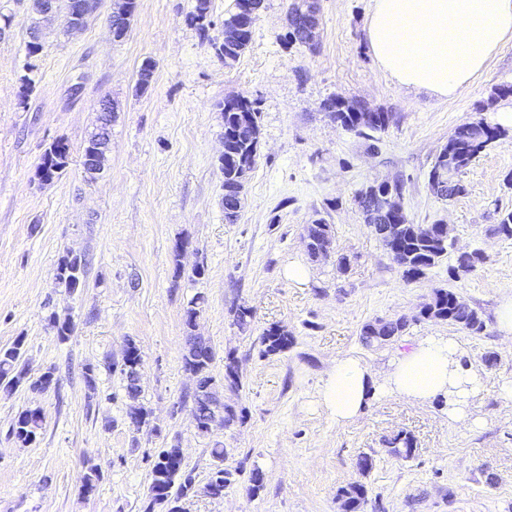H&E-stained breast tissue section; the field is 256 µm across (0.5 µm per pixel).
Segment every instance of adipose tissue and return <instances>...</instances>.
<instances>
[{
  "mask_svg": "<svg viewBox=\"0 0 512 512\" xmlns=\"http://www.w3.org/2000/svg\"><path fill=\"white\" fill-rule=\"evenodd\" d=\"M512 37V0H373L366 40L378 67L397 84L454 96ZM459 344L429 336L373 373L358 359H338L319 401L337 423L357 417L371 399L398 395L422 404L444 399L448 417L463 421L483 377L462 367Z\"/></svg>",
  "mask_w": 512,
  "mask_h": 512,
  "instance_id": "adipose-tissue-1",
  "label": "adipose tissue"
}]
</instances>
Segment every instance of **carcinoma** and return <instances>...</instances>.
Instances as JSON below:
<instances>
[{
  "instance_id": "carcinoma-1",
  "label": "carcinoma",
  "mask_w": 512,
  "mask_h": 512,
  "mask_svg": "<svg viewBox=\"0 0 512 512\" xmlns=\"http://www.w3.org/2000/svg\"><path fill=\"white\" fill-rule=\"evenodd\" d=\"M52 2L58 13L68 10L70 0H33L34 14L31 28L36 30V40H27L26 52L30 57L38 55L43 49V16L47 2ZM264 0H236L237 11L224 20L231 25L238 18L246 19L248 27L223 44H211L217 56L224 59V67L231 69L237 65L248 48L253 36L251 14L261 10ZM209 0H197L191 20L199 21L197 28L202 39L208 41L210 20ZM289 25L284 40L289 45H305V29L310 14L304 9L303 0H293L288 11ZM324 109L330 119L341 124L346 130L366 139L373 134L387 129L390 118L384 112H378L358 100L335 97L324 103ZM224 160L220 161V170L224 177V221L235 223L242 210L237 198L238 180L242 175L253 171L258 157V147L252 142L240 141L236 130L240 123L249 120L255 129H260V112L248 98L227 100L224 102ZM507 135V131L480 120L457 127L448 143L436 155L429 176L441 174L445 181L442 189L435 195L443 199H452L465 192V186L456 180V176L466 169L479 154L491 143ZM69 147L58 141L44 153L39 165L40 179L49 182L60 176L67 168ZM404 226L402 235L391 245L385 246L394 264L402 271L408 281L418 279L430 269L436 267L448 255V228L437 224L422 225L410 222L404 210L400 209L385 218ZM495 231L507 239L512 238V209L498 211ZM309 238L308 255L317 259V249L321 243L332 239L331 225L320 219L306 228ZM482 262V254L475 251L468 257L455 259L448 266V273L453 277L469 273ZM85 259L72 252L62 256L57 267V279L70 291L85 285ZM204 303L201 296L190 301L185 312V325L190 333L183 352V363L187 371L196 379L192 395L193 406L203 412L206 402H218L224 410V426H229L238 419L235 404L224 400V393L237 396L242 389L239 367L236 357L229 353L224 358V381L218 383L211 374L215 351L211 343L194 333L200 305ZM420 319L444 322L454 328L463 330L471 336H479L485 330V321L478 310L464 301L458 300V294L449 288H435L422 303ZM410 322L403 316L376 318L365 322L359 333V341L366 348L385 347L398 342L408 333ZM266 345L265 353H276L287 349L293 338L287 332L276 327L269 328L263 335ZM24 341L19 338L12 346L0 348V390L11 393L22 384L29 390L42 393L57 383L54 371L49 369L37 378L28 376L26 364L22 360ZM141 364L139 349L132 342L127 344L121 373L125 376L127 397L134 402L130 406V419L136 424L146 422L148 410L138 403L140 386L137 373ZM44 415L38 407L21 410L12 424L11 434L22 445H31L42 433ZM389 453L399 459L407 460L415 455L413 438L399 433L388 441ZM215 460L206 492L213 498L224 496V490L232 484L233 472L224 467L226 451L223 448L211 449ZM196 492L192 472L185 470L181 449L173 445L161 449L151 470V483L148 495L142 504V512H181L179 502ZM337 500L342 512H364L367 502V489L359 483H352L338 490Z\"/></svg>"
}]
</instances>
